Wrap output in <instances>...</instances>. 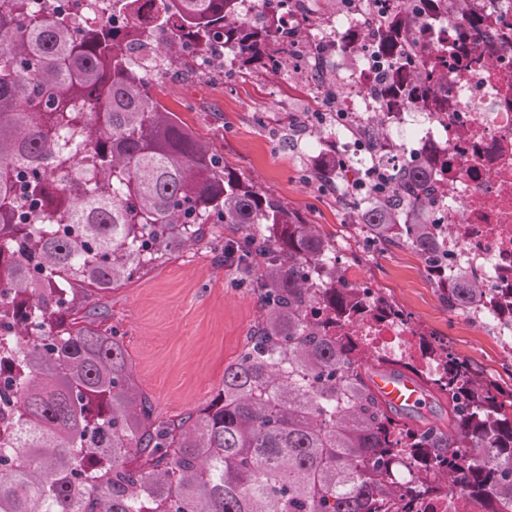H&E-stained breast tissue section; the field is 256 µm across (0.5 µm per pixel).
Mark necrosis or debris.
Masks as SVG:
<instances>
[{
    "instance_id": "1",
    "label": "necrosis or debris",
    "mask_w": 512,
    "mask_h": 512,
    "mask_svg": "<svg viewBox=\"0 0 512 512\" xmlns=\"http://www.w3.org/2000/svg\"><path fill=\"white\" fill-rule=\"evenodd\" d=\"M62 19L125 28L142 26L145 8L115 13L111 0H85ZM240 15L273 24L288 43L292 76L310 109L292 125L326 128L347 169L349 210L361 211L372 183L431 159L433 191L426 212L449 279L465 276L484 290L465 318L512 342V0H338L322 13L315 0H240ZM392 39L395 53L382 44ZM431 75L427 100L406 96L385 120L390 134L369 143L364 125L385 102L384 83L404 84L413 71ZM368 285L343 335L372 354L412 360L440 375L443 364L418 347L402 313L378 310Z\"/></svg>"
}]
</instances>
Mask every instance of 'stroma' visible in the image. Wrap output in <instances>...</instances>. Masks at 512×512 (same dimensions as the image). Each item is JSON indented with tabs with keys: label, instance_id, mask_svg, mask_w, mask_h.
Wrapping results in <instances>:
<instances>
[{
	"label": "stroma",
	"instance_id": "35a3bbf8",
	"mask_svg": "<svg viewBox=\"0 0 512 512\" xmlns=\"http://www.w3.org/2000/svg\"><path fill=\"white\" fill-rule=\"evenodd\" d=\"M155 95L192 131L214 142L240 179L277 196L333 246L359 253L351 280L394 301L422 335L447 344L489 379L512 385V348L487 329L451 317L440 289L408 247L379 245L362 252L351 234V216L307 175L308 138L267 128L265 116L306 102V89L287 69H244L230 83L173 77ZM101 306L125 340L137 386L163 422L209 404L222 387L225 366L242 351L260 315L236 270L206 245L143 269L107 294Z\"/></svg>",
	"mask_w": 512,
	"mask_h": 512
}]
</instances>
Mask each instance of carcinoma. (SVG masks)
I'll list each match as a JSON object with an SVG mask.
<instances>
[{
	"label": "carcinoma",
	"instance_id": "cac0c4a2",
	"mask_svg": "<svg viewBox=\"0 0 512 512\" xmlns=\"http://www.w3.org/2000/svg\"><path fill=\"white\" fill-rule=\"evenodd\" d=\"M146 2L144 33L167 56L224 47L248 68L290 62L237 0ZM137 35L74 30L31 0H0V423L13 425L0 512H412L426 484L405 448L424 469L446 467L449 488L479 496L483 512H512V388L423 339L445 372L431 380L401 362L391 373L407 368L444 398L448 422L409 423L383 400L369 357L336 335L357 294L327 263L333 246L150 94L128 55ZM428 168L400 172L355 234L432 253ZM314 179L344 204L336 167ZM209 224L239 234L233 263L260 323L211 403L162 422L123 337L83 307L203 244ZM481 293L443 295L458 309ZM317 302L322 320L309 317Z\"/></svg>",
	"mask_w": 512,
	"mask_h": 512
}]
</instances>
